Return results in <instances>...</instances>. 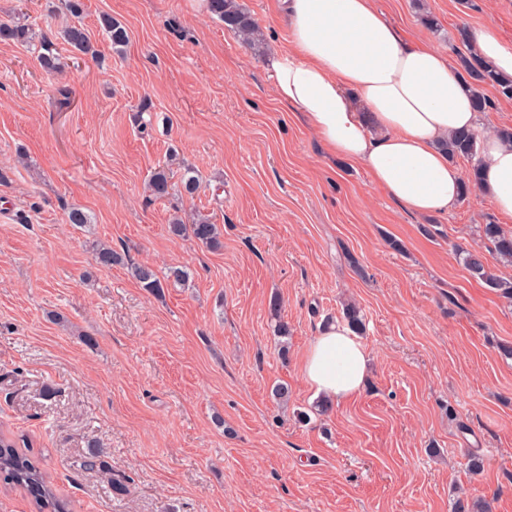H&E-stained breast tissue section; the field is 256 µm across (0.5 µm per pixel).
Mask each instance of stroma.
Instances as JSON below:
<instances>
[{
    "label": "stroma",
    "mask_w": 512,
    "mask_h": 512,
    "mask_svg": "<svg viewBox=\"0 0 512 512\" xmlns=\"http://www.w3.org/2000/svg\"><path fill=\"white\" fill-rule=\"evenodd\" d=\"M84 3L76 19L60 0H0V21L57 33L78 20L101 50L57 41L48 73L33 45L0 41V431L29 441L72 512H452L460 492L512 512V359L499 351L512 303L462 261L480 251L512 279L482 233L512 219L476 192L444 214L406 212L326 152L275 94L270 58L288 39L276 0H243L259 49L196 0ZM375 5L451 59L463 26L512 43V0ZM104 14L129 32L122 51ZM166 165L173 186L157 198L148 181ZM72 208L89 224L67 223ZM198 212L221 249L169 233ZM100 244L188 279L148 292L127 265H97ZM348 303L368 378L321 415L302 359ZM91 439L107 468H84ZM100 27L103 29L106 38L110 42V46L117 52L124 47L129 36L126 28L118 21L112 19V16L104 14L99 19Z\"/></svg>",
    "instance_id": "obj_1"
}]
</instances>
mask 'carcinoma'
I'll return each mask as SVG.
<instances>
[{
  "instance_id": "1",
  "label": "carcinoma",
  "mask_w": 512,
  "mask_h": 512,
  "mask_svg": "<svg viewBox=\"0 0 512 512\" xmlns=\"http://www.w3.org/2000/svg\"><path fill=\"white\" fill-rule=\"evenodd\" d=\"M208 4L209 13L218 16L227 30L248 46L257 45L258 25L251 12L239 0H208ZM99 22L113 49L118 51L128 43L126 28L113 20L112 16L104 14ZM59 37L80 54L92 57L98 55V49L95 48L88 30L79 23L64 28L58 35L48 31L41 36L37 55L40 66L47 72H55L61 67L54 48L55 40ZM0 40L27 43L32 40V28L24 23H2ZM458 64L469 78V89L476 112H484L491 105L484 94V89L488 86L502 96L512 98V78L499 75L474 49L470 48L468 52L458 54ZM446 149L452 159L463 157L471 161L470 169L461 185L460 198L464 200L481 184L479 147L471 134L459 131L448 138ZM149 188L157 198L168 195L171 189L169 170L165 167L156 169L150 177ZM169 232L175 237H190L213 250L222 246L218 225L202 215L189 224L180 218H174L169 224ZM484 235L492 242L496 256L503 262L512 263V233H506L497 224H487L484 226ZM95 260L98 265L108 268L123 263L121 255L104 244L97 246ZM464 263L472 277L502 296L512 299V281H504L491 274L483 254L469 252ZM133 275L142 288L151 293H158L163 288L161 279L148 267H135ZM344 318L352 331L358 334L363 332V318L356 306H346ZM0 475L7 483L27 491L32 496L36 512H70L69 503L57 496L45 472L21 451L20 442L4 433L0 434ZM452 512H489V506L486 503H472L459 495L453 503Z\"/></svg>"
}]
</instances>
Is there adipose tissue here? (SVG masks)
<instances>
[{"mask_svg":"<svg viewBox=\"0 0 512 512\" xmlns=\"http://www.w3.org/2000/svg\"><path fill=\"white\" fill-rule=\"evenodd\" d=\"M290 47L271 58L279 101L297 108L329 153L361 164L375 185L409 212L446 213L462 174L443 148L456 131L482 141L483 190L512 217V146L480 129L454 63L428 44L413 45L374 0H278ZM478 54L512 77V45L493 26L474 31ZM368 354L341 323L309 345L303 377L314 395L342 401L359 393Z\"/></svg>","mask_w":512,"mask_h":512,"instance_id":"1","label":"adipose tissue"}]
</instances>
